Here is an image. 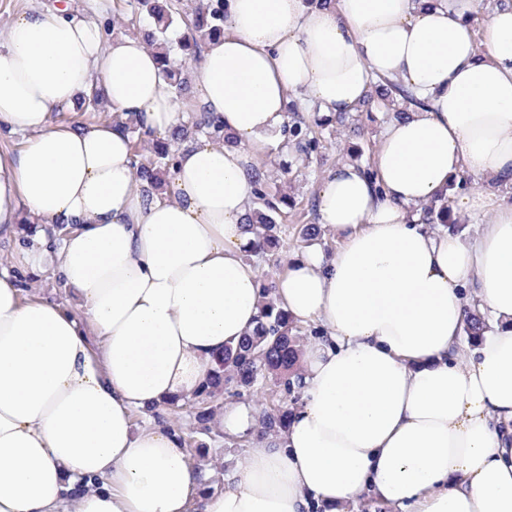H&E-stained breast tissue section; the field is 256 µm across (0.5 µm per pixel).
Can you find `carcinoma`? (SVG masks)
I'll list each match as a JSON object with an SVG mask.
<instances>
[{
	"mask_svg": "<svg viewBox=\"0 0 512 512\" xmlns=\"http://www.w3.org/2000/svg\"><path fill=\"white\" fill-rule=\"evenodd\" d=\"M131 15L146 13L153 19L154 28L143 27L136 33L144 34L149 46L167 43V31L172 26L183 23L189 36L180 43L179 49L190 55L200 54L201 43L224 33L226 13L224 0H207L203 7L188 13L182 0H128ZM164 79L173 88L176 96L190 94L191 87L170 56L164 57ZM381 104L391 112V117L399 118L411 108H426L428 102L419 99L401 82L380 77L372 86V91L363 101V108L369 110ZM288 122L283 126V144L291 146L294 161L310 165L318 157L322 143L336 133V129L354 123L351 114H338L331 119L310 120L301 115L297 103L288 105ZM121 127L132 138V152L137 180L141 190L147 194L161 190L171 176L174 154L170 144L154 135L140 120L129 118L121 122ZM200 136L217 143L225 141L224 122L212 113H193L191 120L176 129L174 139L190 142ZM251 183L254 198L252 208L246 217L256 237L259 248L249 252L251 256L265 255L277 247L280 241L282 206L288 205V196L273 188V179L263 165L251 168ZM422 220L427 224H439L453 233L461 229L460 223L452 215L448 197L443 196L422 208ZM275 283L261 284L260 314L255 329L239 341L224 347L217 358V368L209 380V388L195 399L197 411L194 415L192 432H207L208 423L214 415L215 402L230 388L249 390L268 375L284 382L286 387L294 385L295 365L300 352L299 331L288 312L280 308L272 298ZM486 324L478 310H473L464 327L468 339L480 335ZM262 433L284 429L289 413L286 410L276 413L261 412Z\"/></svg>",
	"mask_w": 512,
	"mask_h": 512,
	"instance_id": "obj_1",
	"label": "carcinoma"
}]
</instances>
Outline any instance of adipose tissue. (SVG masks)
I'll list each match as a JSON object with an SVG mask.
<instances>
[{"instance_id":"adipose-tissue-1","label":"adipose tissue","mask_w":512,"mask_h":512,"mask_svg":"<svg viewBox=\"0 0 512 512\" xmlns=\"http://www.w3.org/2000/svg\"><path fill=\"white\" fill-rule=\"evenodd\" d=\"M478 2L227 0L193 79L234 141L179 145L150 195L128 134L54 116L99 87L170 138L180 103L157 51L67 6L0 29V128L25 136L0 152V241L41 240L0 269V512H343L365 493L393 512H512V199L460 196L490 214L466 241L420 212L464 171L512 183V0L479 35ZM380 77L429 106L386 125L374 178L351 163L324 178L341 246L297 254L275 290L320 332L302 401L212 492L178 431L133 413L193 399L257 324L248 169L289 95L347 113ZM48 266L78 310L20 287ZM473 305L493 327L464 352Z\"/></svg>"}]
</instances>
